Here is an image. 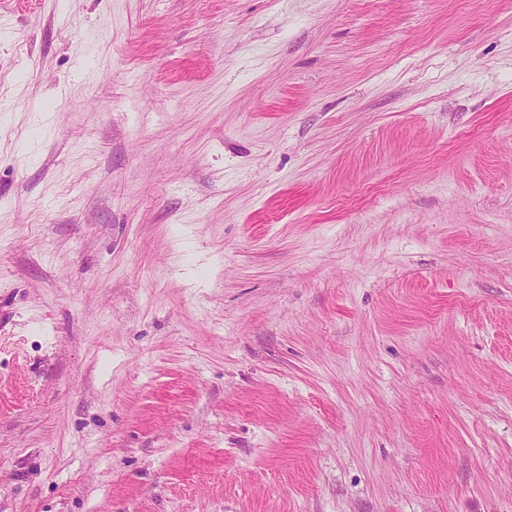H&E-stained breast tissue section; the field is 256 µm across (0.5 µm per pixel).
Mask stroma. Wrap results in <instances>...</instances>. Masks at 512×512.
<instances>
[{"label":"stroma","mask_w":512,"mask_h":512,"mask_svg":"<svg viewBox=\"0 0 512 512\" xmlns=\"http://www.w3.org/2000/svg\"><path fill=\"white\" fill-rule=\"evenodd\" d=\"M0 512H512V0H0Z\"/></svg>","instance_id":"obj_1"}]
</instances>
